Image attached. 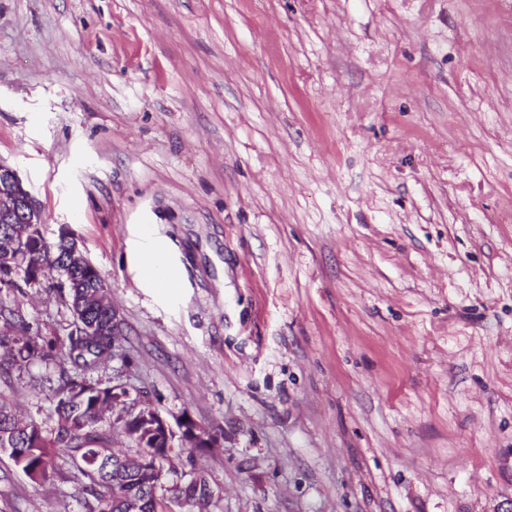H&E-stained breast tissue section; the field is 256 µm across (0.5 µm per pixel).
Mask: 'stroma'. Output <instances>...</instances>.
<instances>
[{
	"mask_svg": "<svg viewBox=\"0 0 512 512\" xmlns=\"http://www.w3.org/2000/svg\"><path fill=\"white\" fill-rule=\"evenodd\" d=\"M0 161L206 512H512V0H0ZM151 234L178 276L148 286ZM42 335L47 284L0 289ZM58 367L12 371L24 413ZM0 454V512H83ZM59 236H62L68 242V264H71L72 266H80L84 263L82 270L77 269L76 272H73L70 269L68 270L67 274L70 279L68 282V288L65 283L64 275L58 276L56 281V288H67L69 305H76L78 300L87 299L89 295L93 296L105 281L88 260L82 262V260L85 259V256L79 248L76 240L70 237L64 230L60 232ZM63 238L50 242L49 250L46 251L44 257L45 262L49 266L57 265L58 267L67 269L64 266L67 244Z\"/></svg>",
	"mask_w": 512,
	"mask_h": 512,
	"instance_id": "stroma-1",
	"label": "stroma"
}]
</instances>
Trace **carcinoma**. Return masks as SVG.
I'll return each instance as SVG.
<instances>
[{
	"instance_id": "1",
	"label": "carcinoma",
	"mask_w": 512,
	"mask_h": 512,
	"mask_svg": "<svg viewBox=\"0 0 512 512\" xmlns=\"http://www.w3.org/2000/svg\"><path fill=\"white\" fill-rule=\"evenodd\" d=\"M67 244L50 242L44 260L64 267ZM68 302L94 295L103 279L89 261L68 271ZM0 368H26L41 363L60 368L53 388V410L45 419L25 416L16 403L0 395V453L32 482L45 485L64 471L79 474L77 494L84 512H202L214 496L203 472L193 471L182 484L155 483L154 470L165 462L166 440L150 436L148 421L131 411V399H119L112 383L94 378L99 365L112 360L118 337L112 335V306H89L60 342L33 332L31 323L11 309L0 310ZM105 329L104 336L96 335ZM194 448L169 449L168 456L209 448L220 435L204 431Z\"/></svg>"
}]
</instances>
